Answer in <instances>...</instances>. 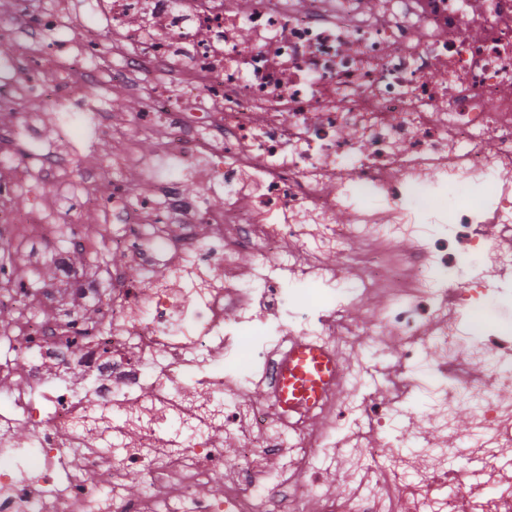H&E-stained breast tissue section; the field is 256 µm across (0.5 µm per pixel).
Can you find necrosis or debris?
I'll return each mask as SVG.
<instances>
[{
	"instance_id": "4bbe7bcc",
	"label": "necrosis or debris",
	"mask_w": 512,
	"mask_h": 512,
	"mask_svg": "<svg viewBox=\"0 0 512 512\" xmlns=\"http://www.w3.org/2000/svg\"><path fill=\"white\" fill-rule=\"evenodd\" d=\"M100 28L76 44L54 79L0 95V111L39 102L82 116L96 136L153 134L149 155L112 161V194L69 187L78 217L30 220L11 199L36 185L32 170L58 175L70 159L53 149L4 156L0 244L57 238L63 249L122 263L109 267L112 297L66 318L24 308L0 363V512H512V495L405 486L390 459L420 449L422 461L473 448L491 481L512 470V327L472 315L496 291L512 305V0H0V69L41 63L79 7ZM108 39V53L97 46ZM139 95L141 111H85V90ZM138 168L140 182L125 172ZM205 187L184 196L179 179ZM352 183H345L346 172ZM498 186L490 204L472 185ZM384 206L364 210L353 195ZM348 214L336 223L337 212ZM105 215L90 241L82 215ZM351 253V320L299 309L293 279L334 300L341 272L325 254ZM299 250L282 260L284 242ZM255 255L251 275L238 259ZM154 285L140 289L124 264ZM390 335L395 368L425 363L436 384L421 426L389 423L407 389L365 392L377 368V333ZM311 335L346 356L332 414L289 434L273 404L244 388L273 386L276 349ZM255 337L259 377L240 373L234 340ZM474 410L468 435L454 425ZM233 434L245 467L224 466ZM374 467L341 503L315 467L347 448ZM270 463L251 466L255 455ZM138 471L145 491L125 489ZM98 472L109 484L91 488ZM225 486L208 498L204 489Z\"/></svg>"
}]
</instances>
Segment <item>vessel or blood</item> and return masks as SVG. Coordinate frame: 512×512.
I'll return each instance as SVG.
<instances>
[{
    "label": "vessel or blood",
    "mask_w": 512,
    "mask_h": 512,
    "mask_svg": "<svg viewBox=\"0 0 512 512\" xmlns=\"http://www.w3.org/2000/svg\"><path fill=\"white\" fill-rule=\"evenodd\" d=\"M336 353L327 342L305 336L288 337L279 352L278 380L274 392L285 419L306 413L320 419L325 392L340 382Z\"/></svg>",
    "instance_id": "obj_1"
}]
</instances>
